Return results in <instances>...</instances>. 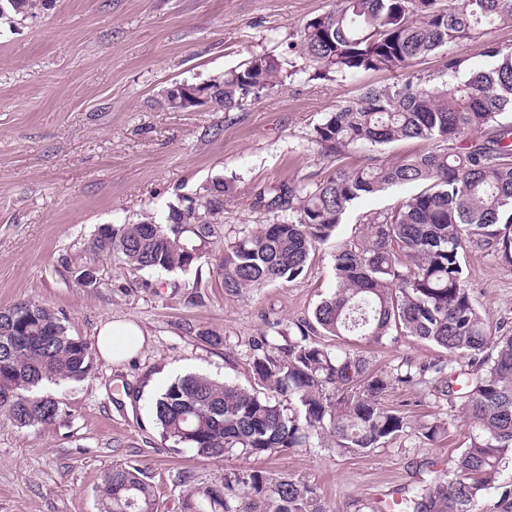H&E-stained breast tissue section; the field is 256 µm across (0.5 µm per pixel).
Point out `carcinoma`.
Segmentation results:
<instances>
[{
  "label": "carcinoma",
  "mask_w": 512,
  "mask_h": 512,
  "mask_svg": "<svg viewBox=\"0 0 512 512\" xmlns=\"http://www.w3.org/2000/svg\"><path fill=\"white\" fill-rule=\"evenodd\" d=\"M52 2L0 0V18L20 24ZM504 25H512V0H336L304 23L291 50L320 79L404 71L467 41L482 42L485 61L466 66L450 53L434 77L409 74L363 88L313 129L310 142L336 163L325 179L253 193V208L288 218L224 247L220 275L229 297L298 278L355 200L423 186L373 219L360 243L336 250L335 287L311 320L254 346L253 386L187 374L158 391L152 412L172 447L210 459L257 457L315 438L332 440L340 455H362L405 428L403 413L385 407L384 396L399 385L429 382L472 432L448 468L401 493L395 512H477L484 494L499 486L501 463L512 455V334L475 305L463 258L475 243L512 263V50L491 38ZM295 74L293 62L255 54L201 90L224 111H241ZM406 139L432 148L377 163L373 153ZM354 150L368 152L365 164H338ZM223 214L218 181L200 199L182 198L162 219L144 212L101 227L73 263V275L88 260L112 254L135 270L185 271L205 258ZM322 336L367 346L407 336L446 357L376 371L362 352L335 351ZM90 368L87 342L70 335L52 310L29 301L0 308V392H11L0 399V417L18 428L56 424L66 411L46 385L80 380ZM179 481L187 487L183 505L196 512H330L317 487L286 473L250 469L224 476L222 485H198L183 471ZM100 512H158L143 470L115 465L106 472Z\"/></svg>",
  "instance_id": "cac0c4a2"
}]
</instances>
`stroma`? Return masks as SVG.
<instances>
[{"instance_id":"1","label":"stroma","mask_w":512,"mask_h":512,"mask_svg":"<svg viewBox=\"0 0 512 512\" xmlns=\"http://www.w3.org/2000/svg\"><path fill=\"white\" fill-rule=\"evenodd\" d=\"M336 0H53L16 24L0 20V308L23 300L55 312L71 335L95 344L109 321H131L144 345L112 364L94 356L87 377L50 386L65 416L46 428L20 429L0 418V512H98L103 475L123 463L145 470L159 512H183L180 472L221 483L244 469L288 473L315 485L331 512H368L377 495L411 488L443 469L471 432L430 385L397 387L385 404L407 427L363 456L310 444L261 457L204 459L161 440L149 402L168 380L199 373L251 383L252 344L273 329L310 317L335 286L338 247L362 239L373 216L416 194L408 185L363 197L334 236L311 252L296 280L229 298L219 275L226 242L277 223L252 209L255 187L313 182L332 166L310 138L336 105L364 86L389 85L402 73L367 72L321 80L296 60L297 75L239 112L207 104L172 112L164 90L204 82L251 55L288 56L310 17ZM228 182L220 241L186 271L129 269L119 257L98 261L95 287L77 285L68 264L98 227L148 210L167 214L179 197L205 195ZM467 285L493 325L512 332V265L469 246ZM223 336L215 346L197 329ZM376 367L418 366L438 349L407 337L372 349ZM140 391L134 402L122 387ZM433 419L448 429L423 437Z\"/></svg>"}]
</instances>
